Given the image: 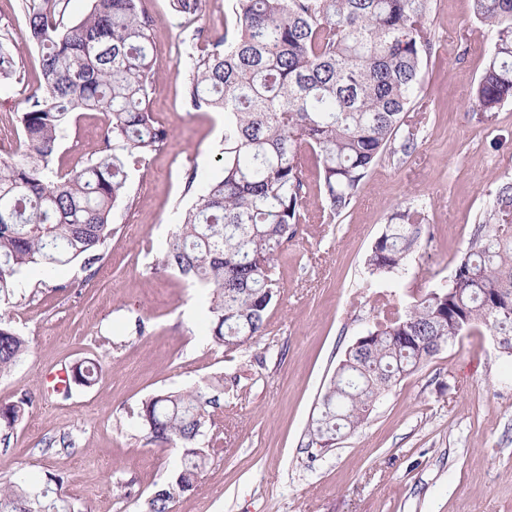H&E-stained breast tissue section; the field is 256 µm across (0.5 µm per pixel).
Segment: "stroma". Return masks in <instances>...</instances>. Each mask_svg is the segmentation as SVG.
<instances>
[{"label":"stroma","instance_id":"stroma-1","mask_svg":"<svg viewBox=\"0 0 512 512\" xmlns=\"http://www.w3.org/2000/svg\"><path fill=\"white\" fill-rule=\"evenodd\" d=\"M229 0H203L193 21L169 0L152 18L149 105L167 131L129 173L131 206L91 268L53 277L25 271L7 310L27 353L0 375V406L30 396L21 423L0 434V484L32 492L60 484L73 512H140L177 468L181 449L151 441L136 413L161 392L199 389L218 400L201 443L197 488L170 512H512V358L486 329L458 337L403 378L369 419L326 450L309 447L320 399L347 350L374 321L373 291L405 306L448 284L489 194L512 179V103L473 110L492 41L470 0H432L435 47L423 63L408 122L417 147L384 156L347 209L300 225L279 255L265 335L229 353L202 325L209 299L160 262L190 204L189 173L220 177L224 115L190 111L180 49L194 31L224 33ZM21 80L0 88V160L20 155L25 89L39 82L36 48L20 45ZM110 113H74L52 168L64 173L102 148ZM423 208L427 230L405 270L370 280L365 258L391 217ZM145 324L137 333L136 321ZM99 362L101 379L53 392L60 372Z\"/></svg>","mask_w":512,"mask_h":512}]
</instances>
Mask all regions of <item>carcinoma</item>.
Masks as SVG:
<instances>
[{
    "instance_id": "cac0c4a2",
    "label": "carcinoma",
    "mask_w": 512,
    "mask_h": 512,
    "mask_svg": "<svg viewBox=\"0 0 512 512\" xmlns=\"http://www.w3.org/2000/svg\"><path fill=\"white\" fill-rule=\"evenodd\" d=\"M141 0H91L89 14L66 25L62 0H23L25 41L39 51L41 78L18 122L23 151L0 161V306L13 304L21 274L92 267L112 234V209L125 197L128 166L167 139L149 108L154 53ZM430 0H230L224 36L189 57L188 109L224 113L223 175L193 195L167 241L162 267L209 291L208 336L233 352L267 329L282 245L310 215L304 162L319 169L323 220L345 210L370 169L394 144L410 110L424 58L434 50ZM203 0H170L185 19ZM473 15L495 40L479 78L474 111L512 102V0H472ZM11 36L0 37V85L20 81ZM112 115L96 157L63 175L52 171L61 134L75 112ZM365 265L380 279L405 269L421 245L423 210L395 216ZM484 327L512 337V181L496 189L460 257L451 285L428 289L400 308L377 299L360 356L320 400L309 446L330 448L342 431L371 415L380 397L442 346ZM28 342L0 313V375ZM96 364L71 379L98 382ZM26 397L0 408V431L21 420ZM215 401L199 389L158 394L138 418L154 441L183 449L172 479L141 512H169L205 465L200 437ZM0 512H68L53 494L25 482L0 489Z\"/></svg>"
}]
</instances>
